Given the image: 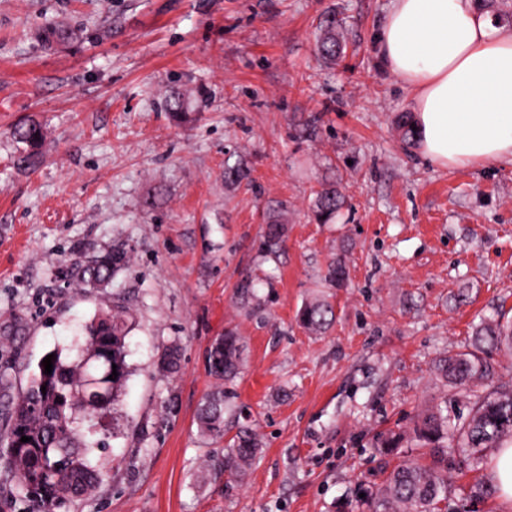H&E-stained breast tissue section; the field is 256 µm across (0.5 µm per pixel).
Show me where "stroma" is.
Wrapping results in <instances>:
<instances>
[{
  "label": "stroma",
  "mask_w": 512,
  "mask_h": 512,
  "mask_svg": "<svg viewBox=\"0 0 512 512\" xmlns=\"http://www.w3.org/2000/svg\"><path fill=\"white\" fill-rule=\"evenodd\" d=\"M390 0H0V434L40 360L67 348L99 311L134 324L130 376L113 434L94 457L98 492L63 512H336L381 482L377 435L433 403L468 413L469 390L442 386L436 357L470 343L482 318L512 320V163L442 169L398 126L412 99L381 61ZM344 21L346 56L315 54L320 21ZM64 26L76 40L45 43ZM193 91L195 120L163 98ZM46 126L34 170L17 164L15 125ZM252 171L224 183L225 163ZM325 182L344 205L333 223L310 206ZM288 238L264 253L269 207ZM133 260L108 285L76 288L89 253ZM344 287H324L333 260ZM255 279L257 301L236 285ZM323 295V334L297 320ZM244 345L229 384V435L262 449L244 478L219 470L227 438L201 435L216 386L207 352L225 330ZM177 343V373L157 366ZM454 463V512H512Z\"/></svg>",
  "instance_id": "obj_1"
}]
</instances>
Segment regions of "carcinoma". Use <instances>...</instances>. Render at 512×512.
Returning a JSON list of instances; mask_svg holds the SVG:
<instances>
[{"label": "carcinoma", "mask_w": 512, "mask_h": 512, "mask_svg": "<svg viewBox=\"0 0 512 512\" xmlns=\"http://www.w3.org/2000/svg\"><path fill=\"white\" fill-rule=\"evenodd\" d=\"M343 21L331 17L323 26L317 42L322 59L334 63L344 57L346 44L341 29ZM167 112L175 119H186L189 101L185 93L172 88L165 96ZM23 144L20 162L35 169L43 161L44 131L36 121L18 125L13 132ZM224 180L235 185L252 182L251 169L236 163L224 165ZM343 204L336 185L326 183L315 192L312 210L321 224L334 220ZM283 207L272 210L264 231L265 253H278L287 233L281 221ZM131 252L113 248L75 268V278L84 288H101L116 271L129 264ZM345 278L341 261L331 262L324 276L329 288H338ZM335 317L325 298L304 305L300 323L312 332L326 329ZM497 319L480 322L474 331L473 348L443 355L436 361V376L446 385L467 387L483 383L494 374L487 356L494 351L512 355V322ZM131 330L129 313L123 307L99 313L85 326L83 339L73 346L75 357L55 352L53 371L45 374L43 364L30 378L29 385L16 397L11 408L8 444L15 448L10 463L18 487L33 503L32 512H56L66 504L92 496L103 481V472L92 452L100 442L94 439L99 419L114 413L119 394L129 375L126 338ZM180 349L166 346L159 356L160 367L175 373ZM243 362V349L234 331L227 330L211 346L208 368L221 383L233 381ZM117 371V378L109 375ZM109 392L105 403L98 402L92 383ZM46 391H41V387ZM227 396L219 385L208 394L198 412L200 431L209 437L224 436V408ZM30 441L23 443L21 437ZM512 441V384H502L477 396L465 420L448 414V406L434 405L418 417L412 432L389 431L377 437L374 450L390 461L398 459L385 479L365 490L360 500L362 512H452L449 503L448 461L457 458L476 470L489 448H502ZM426 450L429 464L403 454L405 443ZM259 444L253 432L241 428L234 437L224 468L241 473L255 459Z\"/></svg>", "instance_id": "carcinoma-1"}]
</instances>
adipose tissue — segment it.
<instances>
[{
	"label": "adipose tissue",
	"instance_id": "ef3b65f1",
	"mask_svg": "<svg viewBox=\"0 0 512 512\" xmlns=\"http://www.w3.org/2000/svg\"><path fill=\"white\" fill-rule=\"evenodd\" d=\"M442 168L512 162V23L478 0H391L376 36Z\"/></svg>",
	"mask_w": 512,
	"mask_h": 512
}]
</instances>
